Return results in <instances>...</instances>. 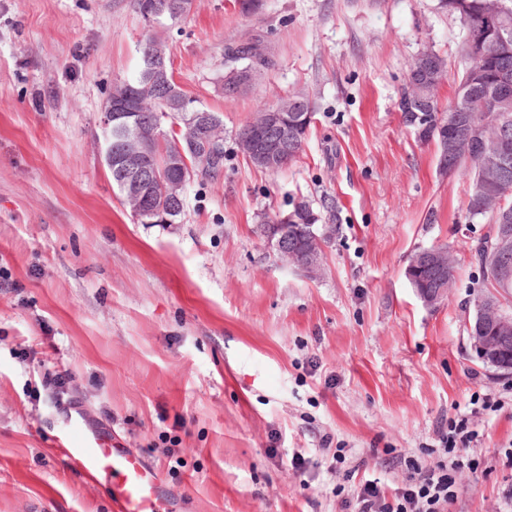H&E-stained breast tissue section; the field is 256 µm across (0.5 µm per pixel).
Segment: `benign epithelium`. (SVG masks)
I'll use <instances>...</instances> for the list:
<instances>
[{
	"instance_id": "1",
	"label": "benign epithelium",
	"mask_w": 512,
	"mask_h": 512,
	"mask_svg": "<svg viewBox=\"0 0 512 512\" xmlns=\"http://www.w3.org/2000/svg\"><path fill=\"white\" fill-rule=\"evenodd\" d=\"M495 23L498 36L487 42L486 57L494 60L512 53V30L508 28L502 9L488 15ZM441 65L436 53L421 52L413 61L412 75L406 97V112L417 127V135L426 140L439 139L442 144L441 166L453 163L460 155L481 159L483 174L478 186V196H498L512 192V128L506 117L499 118L498 145L493 152L487 151L483 126L471 122L466 113L458 108L448 109V127L433 128L424 122L425 113L432 111L431 87L438 83ZM146 89L163 95L173 111L180 102L178 88L168 77V65L155 60ZM492 100L493 111H512V71L499 72ZM125 104L107 98L100 112L98 147L108 170L117 172L123 197L133 202V219L142 224L155 222L173 224L180 212L178 207L157 208L151 200V177L175 191L184 185L182 180L189 166L202 176L208 173L216 157L224 150V119L217 112H193L186 118L190 133L177 148L165 156L161 170H156L155 148L162 143L161 128L172 123L179 128L177 116L167 112L147 118L140 112L124 111ZM308 116L297 112L288 114L274 107L258 113L254 122L255 134L243 139L239 145L249 160L266 169L275 170L288 153L295 151L297 140L288 136V129L299 128ZM318 215L311 214L309 223L297 224L293 215H283L274 224L265 227L263 237L268 247L282 261L316 276L321 271V260L327 233L315 223ZM503 265H512V219L504 214L500 218L497 241L485 247ZM428 269L440 276L438 288L427 291L417 287L415 275ZM448 269V250L440 246L423 248L414 253L407 266L408 280L420 300L433 306L448 297L453 282L443 276ZM477 320L474 343L479 359L490 367L504 370L512 365L508 358L505 335L512 328V314L499 301L482 297L476 301Z\"/></svg>"
}]
</instances>
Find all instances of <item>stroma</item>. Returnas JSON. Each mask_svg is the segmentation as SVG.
I'll use <instances>...</instances> for the list:
<instances>
[{
    "label": "stroma",
    "mask_w": 512,
    "mask_h": 512,
    "mask_svg": "<svg viewBox=\"0 0 512 512\" xmlns=\"http://www.w3.org/2000/svg\"><path fill=\"white\" fill-rule=\"evenodd\" d=\"M161 35L183 90L224 117V171L189 182L173 224L121 206L98 151L113 81ZM250 34L274 67L233 95L224 46ZM459 19L439 0H195L153 24L132 0H0V512H114L54 451L66 414L111 428L156 467L172 512H354L359 482L406 483L389 449L431 466L468 416L446 512H512V375L475 356L482 291L470 174H440L399 100L425 50L458 70ZM304 150L271 173L238 133L294 92ZM310 203L331 225L317 277L260 226ZM446 245L451 292L426 306L405 275ZM499 403L485 409V399Z\"/></svg>",
    "instance_id": "1"
}]
</instances>
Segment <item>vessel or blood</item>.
Wrapping results in <instances>:
<instances>
[{"instance_id": "vessel-or-blood-1", "label": "vessel or blood", "mask_w": 512, "mask_h": 512, "mask_svg": "<svg viewBox=\"0 0 512 512\" xmlns=\"http://www.w3.org/2000/svg\"><path fill=\"white\" fill-rule=\"evenodd\" d=\"M55 452L111 498L116 512H169L156 468L128 448L117 447L108 428H88L68 415Z\"/></svg>"}]
</instances>
